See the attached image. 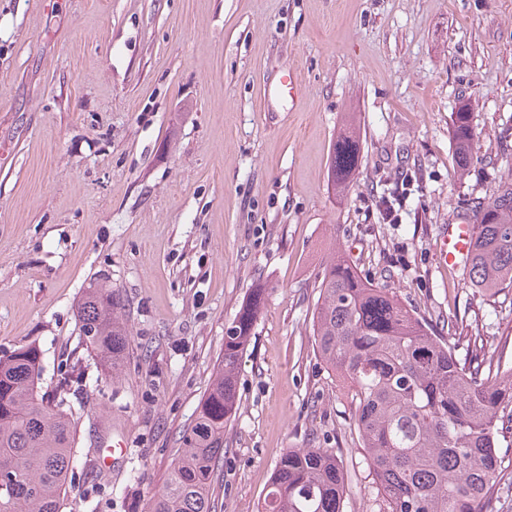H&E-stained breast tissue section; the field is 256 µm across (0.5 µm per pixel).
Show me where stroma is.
Returning a JSON list of instances; mask_svg holds the SVG:
<instances>
[{"label": "stroma", "instance_id": "1", "mask_svg": "<svg viewBox=\"0 0 512 512\" xmlns=\"http://www.w3.org/2000/svg\"><path fill=\"white\" fill-rule=\"evenodd\" d=\"M288 72L298 103L267 106ZM461 99L482 159L464 176ZM350 114L361 161L337 200ZM509 143L512 0H0V356L36 344L48 395L83 375L62 512H148L259 284L212 512H261L291 448L333 449L343 512H369L354 409L312 336L323 263L340 250L466 365H512V288L471 287L434 250L464 198L512 178ZM408 174L410 207L386 223L372 198ZM95 280L129 325L116 376L76 323ZM115 433L127 456L97 469ZM472 113L464 102H460L456 112H452L453 156L461 175L470 171L475 157L477 160L474 152L476 133ZM361 152L360 131L354 116L339 132L332 146L328 166V184L334 196L347 195L354 187Z\"/></svg>", "mask_w": 512, "mask_h": 512}]
</instances>
